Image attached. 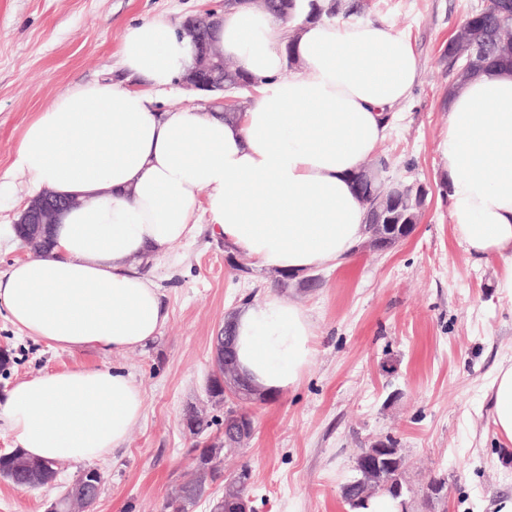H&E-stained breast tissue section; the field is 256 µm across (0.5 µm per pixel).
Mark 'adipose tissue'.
<instances>
[{
	"mask_svg": "<svg viewBox=\"0 0 512 512\" xmlns=\"http://www.w3.org/2000/svg\"><path fill=\"white\" fill-rule=\"evenodd\" d=\"M283 21L245 0L224 12L214 44L255 81L247 111L227 119L155 109L193 65L166 20L129 27L121 62L151 93L76 85L26 127L15 164L28 192L81 199L63 212L51 249L0 276V307L55 349L128 351L155 340L170 314L142 265L173 259L199 215L230 251L302 277L346 264L366 238L352 180L386 139L393 109L421 76L409 39L383 21ZM293 55H286V45ZM296 65L288 73V65ZM455 237L478 262L499 261L512 297V70L490 68L448 97L438 144ZM242 375L259 392L294 388L313 358L310 315L270 292L234 319ZM486 395L499 443L512 445V359ZM134 378L84 366L15 382L0 421L37 459L103 458L144 414Z\"/></svg>",
	"mask_w": 512,
	"mask_h": 512,
	"instance_id": "adipose-tissue-1",
	"label": "adipose tissue"
}]
</instances>
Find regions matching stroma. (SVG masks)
<instances>
[{
    "instance_id": "35a3bbf8",
    "label": "stroma",
    "mask_w": 512,
    "mask_h": 512,
    "mask_svg": "<svg viewBox=\"0 0 512 512\" xmlns=\"http://www.w3.org/2000/svg\"><path fill=\"white\" fill-rule=\"evenodd\" d=\"M481 0H361L358 20H383L405 35L422 74L396 108L398 120L378 148L385 181H415L429 191L412 234L379 254L358 248L352 261L318 268L319 282L279 289L271 270L238 273L210 224L175 247L176 261L144 266L170 320L150 345L128 352L54 349L27 336L0 312V347L13 360L0 392L16 381L81 366L130 373L145 415L126 442L96 466L104 475L93 512H164L191 466L182 415L208 406L213 338L245 299L270 291L311 317L315 353L299 384L251 404L249 448L226 456L224 472L249 466L256 512H352L341 496L360 449L394 437L409 460L408 512H498L512 498V447L497 442L485 398L499 362L512 355V298L497 288L498 263L475 266L455 238L442 192L437 144L448 127L449 39ZM224 0H0V273L28 253L11 232L28 203L14 165L25 126L79 84L106 81L143 91L121 63L127 27L162 17L223 12ZM85 467L66 461L55 483L23 489L0 481V512H46L60 486ZM447 481L442 503L420 492Z\"/></svg>"
}]
</instances>
